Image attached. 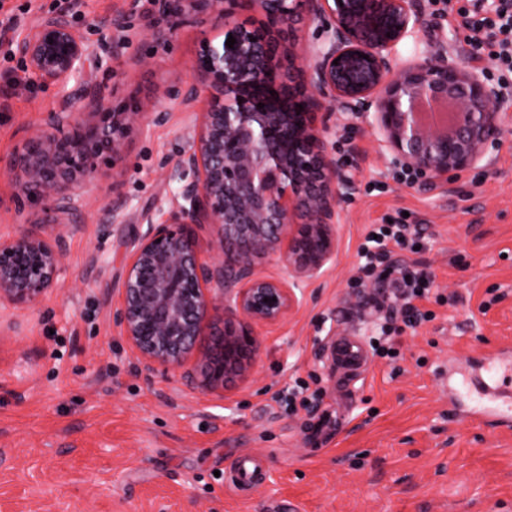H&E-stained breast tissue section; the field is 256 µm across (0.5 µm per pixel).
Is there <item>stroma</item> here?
<instances>
[{
  "instance_id": "35a3bbf8",
  "label": "stroma",
  "mask_w": 512,
  "mask_h": 512,
  "mask_svg": "<svg viewBox=\"0 0 512 512\" xmlns=\"http://www.w3.org/2000/svg\"><path fill=\"white\" fill-rule=\"evenodd\" d=\"M76 25L91 54L66 87L44 85L0 61V159H9L49 118L65 92L99 84L111 106L157 102L163 123L136 124L126 156H101L80 211L55 225L65 241L66 274L33 306L0 309V512H512V431L469 420L475 396L448 405V382L490 348L512 344V135L492 148L491 166L431 186L396 182L364 119L335 114L328 148L355 182L341 201L336 259L300 283L299 304L284 320L259 327L261 343L247 380L217 392L196 382L222 325L214 311L208 335L180 370H141L114 312L142 214L171 199L166 183L185 141L188 114L166 96L193 78L205 41H222L224 19L198 14L143 31L152 0H81ZM58 0H5L31 37ZM417 39L401 61L444 51L471 66L458 16L424 4ZM126 15L127 40L107 47L100 19ZM18 179L0 172V234L23 231L37 205L17 208ZM121 220L104 212L113 198ZM408 212L422 227L419 261L456 304L427 302L433 321L400 338L396 363L372 358L368 374L325 443L308 426L335 408L326 350L350 332L357 300L348 279L367 225ZM314 382L312 409H276L275 394ZM241 452L267 470L252 494L229 490L224 475Z\"/></svg>"
}]
</instances>
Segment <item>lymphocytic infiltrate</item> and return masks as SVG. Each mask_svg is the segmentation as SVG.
Instances as JSON below:
<instances>
[{"label":"lymphocytic infiltrate","instance_id":"lymphocytic-infiltrate-1","mask_svg":"<svg viewBox=\"0 0 512 512\" xmlns=\"http://www.w3.org/2000/svg\"><path fill=\"white\" fill-rule=\"evenodd\" d=\"M458 15L469 31L468 43L474 57L493 68L512 74V0H507L501 15L479 16L477 10L460 7ZM421 233L418 225L395 220L371 225L359 255V273L374 277L375 286L362 293L360 307L378 314L385 332L378 337L375 355L388 356L395 348L391 329L395 323L413 329L431 320L432 314L420 310L419 300L428 297L435 285L434 276L419 262L395 258V250L414 249Z\"/></svg>","mask_w":512,"mask_h":512}]
</instances>
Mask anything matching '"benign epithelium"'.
<instances>
[{"label": "benign epithelium", "mask_w": 512, "mask_h": 512, "mask_svg": "<svg viewBox=\"0 0 512 512\" xmlns=\"http://www.w3.org/2000/svg\"><path fill=\"white\" fill-rule=\"evenodd\" d=\"M303 2L324 28L307 47L304 69L270 24L286 23L296 0H154L155 12L174 23L221 13L224 36L236 43L203 44L192 65L196 79L167 90L192 114L186 147L166 174L181 187L169 206L157 208L160 218L143 213L148 229L131 243L115 317L145 369L177 370L222 304L224 326L200 371V386L210 391L249 376L259 351L256 328L284 319L299 303L297 283L318 277L336 257L337 206L352 180L328 150L333 111L366 118L394 164L431 182L489 165V145L512 128L481 73L445 53L393 70L399 45L421 29L420 0ZM241 12L260 17L264 29L247 28ZM101 27L114 46L124 43V15ZM18 53L41 82L65 86L84 67L89 47L69 15L55 12L38 20L35 37ZM271 80L302 111L254 106L251 91ZM202 88L214 91L213 100L195 112ZM447 101L451 115L420 120L417 104ZM80 109L96 120L81 121ZM145 118L159 123L166 113L151 104L114 109L99 85L87 83L51 114L54 132H35L5 163L3 170L20 177V207L40 202L42 218L0 237L1 305H33L57 286L64 240L46 229L77 214L96 159L106 152L123 161L127 130ZM201 224L217 228L215 255L196 241L193 227ZM262 259L283 263L288 279L260 274Z\"/></svg>", "instance_id": "obj_1"}]
</instances>
